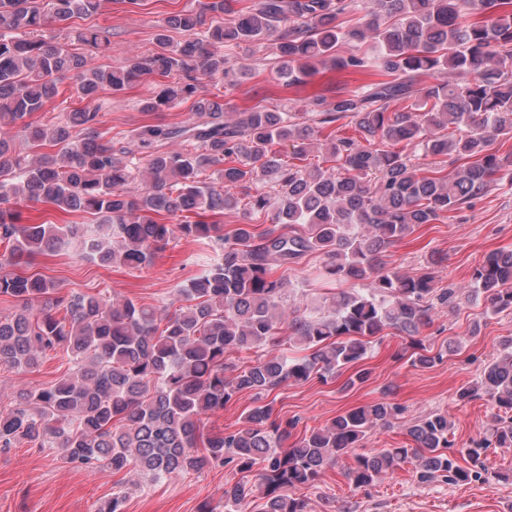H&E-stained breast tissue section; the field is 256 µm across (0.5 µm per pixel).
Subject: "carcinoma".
I'll use <instances>...</instances> for the list:
<instances>
[{
  "instance_id": "1",
  "label": "carcinoma",
  "mask_w": 512,
  "mask_h": 512,
  "mask_svg": "<svg viewBox=\"0 0 512 512\" xmlns=\"http://www.w3.org/2000/svg\"><path fill=\"white\" fill-rule=\"evenodd\" d=\"M100 2L48 0L43 10L32 0H0V266L73 247L101 266L138 269L151 265L177 232L211 241L220 253L202 276L174 290L176 307L167 312L130 299L66 295L39 275L0 274V296L18 303L17 311L0 315V368L34 369L52 351L70 364L68 374L21 392L0 411V449L57 448L67 463L133 468L154 481L233 463L242 473L257 472L258 483L224 488L226 512L258 490L260 512H307L296 492L314 487L403 408L386 400L357 407L286 446L288 425L272 419L265 397L286 383L326 380L351 368L347 385L365 382L368 372L359 365L388 330L411 338L412 365L431 368L443 359L418 336L432 300L446 303L452 291L437 292L429 272L411 276L386 267L384 256L415 227L512 180V158L495 148L512 135V9L504 0H372L365 12L362 0H258L233 22L207 28L206 13L225 9V0H208L198 12L166 19V28L187 33L183 42L170 48L160 33L162 51L114 68L96 66L62 42L68 22L97 13ZM360 11L354 25L338 23ZM266 36L275 37L280 73L290 84L329 64L356 71L372 63L387 80L315 98L295 112L228 113L224 97L198 95L205 79L235 86L225 48ZM79 38L97 52L109 45L99 29ZM340 42L353 51L337 56ZM366 43L370 56L361 52ZM154 74L175 80L142 111L191 99L193 118L137 129L141 168L99 130L97 96ZM67 76L85 105L50 125L26 122L59 95ZM425 76L435 83L421 86ZM417 95L426 110L392 109ZM342 120L358 136L336 135ZM14 128L28 152L16 151L7 136ZM326 129L324 162L334 166L300 164ZM174 143L178 148H169ZM402 143L448 158L452 169L423 172ZM288 145L291 153L280 151ZM47 146L54 152H44ZM211 168L216 177L207 181ZM137 179L140 190L130 187ZM19 200L89 214L95 222L22 224ZM239 207L269 224H238L226 234L209 220ZM315 252L322 255L321 277L360 282L363 290L336 292L324 312L288 315L287 282L272 270ZM471 282L494 312H512V251L486 255ZM244 392L255 400L240 428L201 431L204 416ZM477 399L496 409L481 439L455 452L448 414H428L407 428L411 447L356 455L353 485L369 486L403 464L423 484L485 476L488 450L512 448V338L457 393L461 402ZM459 455L470 468L458 464Z\"/></svg>"
}]
</instances>
